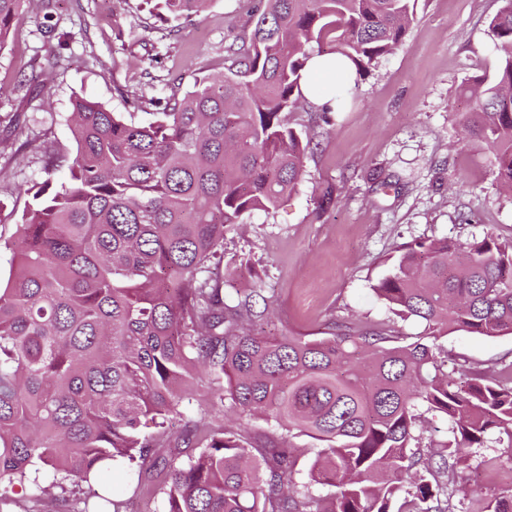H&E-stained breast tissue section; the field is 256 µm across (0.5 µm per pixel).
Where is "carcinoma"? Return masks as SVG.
<instances>
[{"instance_id":"obj_1","label":"carcinoma","mask_w":512,"mask_h":512,"mask_svg":"<svg viewBox=\"0 0 512 512\" xmlns=\"http://www.w3.org/2000/svg\"><path fill=\"white\" fill-rule=\"evenodd\" d=\"M28 0H0V48ZM211 0H146L165 21L200 16ZM417 0H257L250 31L226 47L227 72L156 111L112 112L75 97L73 159L51 155L13 244L0 287V498L17 486L79 512H123L126 487L105 479L127 465L163 477L165 512H452L451 486L479 449L512 453V386L486 370L459 383L439 361L454 331L512 334V241L487 232L404 247L373 290L403 321L424 325L397 344L391 326L324 337L265 336L249 293L230 305L213 259L244 216L294 189L309 147L289 116L303 104L305 45L330 41L361 75L404 38ZM492 78L470 80L467 140L485 144L512 193V0L489 22ZM66 166V182L52 179ZM211 390L240 414L320 443L309 482H294L292 448L252 454L224 426L170 421ZM445 417L450 437L426 451L420 409ZM184 446L182 456L167 448ZM334 488L325 497L312 486ZM472 512H512V488L480 493Z\"/></svg>"}]
</instances>
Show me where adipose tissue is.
<instances>
[{"instance_id": "obj_1", "label": "adipose tissue", "mask_w": 512, "mask_h": 512, "mask_svg": "<svg viewBox=\"0 0 512 512\" xmlns=\"http://www.w3.org/2000/svg\"><path fill=\"white\" fill-rule=\"evenodd\" d=\"M354 66L351 61L340 54H323L311 56L301 72L299 81L303 96L316 106L335 109L336 96L327 84L328 79L337 77L342 87H350Z\"/></svg>"}]
</instances>
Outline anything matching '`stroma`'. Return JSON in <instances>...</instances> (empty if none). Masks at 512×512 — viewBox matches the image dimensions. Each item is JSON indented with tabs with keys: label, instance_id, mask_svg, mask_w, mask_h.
I'll list each match as a JSON object with an SVG mask.
<instances>
[{
	"label": "stroma",
	"instance_id": "1",
	"mask_svg": "<svg viewBox=\"0 0 512 512\" xmlns=\"http://www.w3.org/2000/svg\"><path fill=\"white\" fill-rule=\"evenodd\" d=\"M499 0H418L403 41L353 85L343 111L293 121L312 143L302 177L271 213L254 212L224 236V293L254 290L269 305L257 325L269 336L321 337L332 323L373 329L391 314L373 284L408 244L490 232L512 240V196L496 181L486 146L463 138L457 113L471 111L469 79L494 72L488 22ZM251 0H212L178 34L141 0H54L31 10L0 48V282L12 274L8 248L27 203L20 187L43 178L46 155L74 156L68 116L74 96L130 112L141 96L168 95L170 78L189 89L224 70V46L251 29ZM151 69L153 81L142 72ZM333 203L319 208L325 191ZM448 366L512 370V335L463 331L440 341ZM254 454L280 446L282 430L224 407ZM294 478L305 483L311 438L288 440ZM490 464L467 470L485 493L512 484V455L487 448Z\"/></svg>",
	"mask_w": 512,
	"mask_h": 512
}]
</instances>
